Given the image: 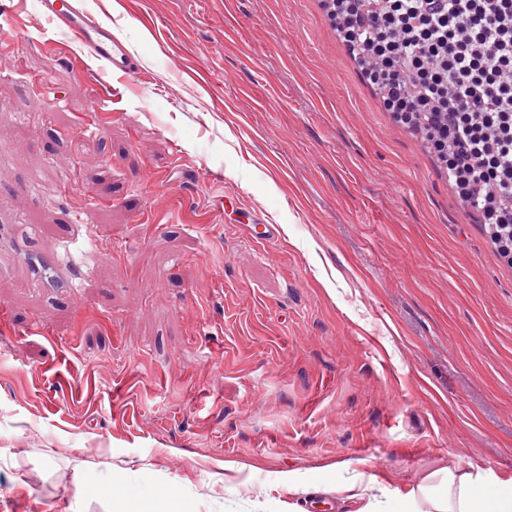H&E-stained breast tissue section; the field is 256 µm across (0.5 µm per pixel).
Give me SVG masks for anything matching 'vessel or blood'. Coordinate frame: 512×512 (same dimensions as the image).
<instances>
[{"label": "vessel or blood", "instance_id": "1", "mask_svg": "<svg viewBox=\"0 0 512 512\" xmlns=\"http://www.w3.org/2000/svg\"><path fill=\"white\" fill-rule=\"evenodd\" d=\"M37 12L65 31L73 43L107 71L122 77L141 75L142 69L127 41L109 21L94 17L77 0H37ZM94 250L92 238L76 233L66 239L62 253L48 258V266L59 275L60 287L72 288L84 280L81 259Z\"/></svg>", "mask_w": 512, "mask_h": 512}]
</instances>
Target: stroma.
<instances>
[{
	"mask_svg": "<svg viewBox=\"0 0 512 512\" xmlns=\"http://www.w3.org/2000/svg\"><path fill=\"white\" fill-rule=\"evenodd\" d=\"M82 2L144 72L111 119L35 12L0 51V200L43 227L0 307L44 329L0 336V512H113L115 483L140 512H359L348 458L391 494L452 455L512 488V266L319 0ZM75 216L86 281L32 288Z\"/></svg>",
	"mask_w": 512,
	"mask_h": 512,
	"instance_id": "obj_1",
	"label": "stroma"
}]
</instances>
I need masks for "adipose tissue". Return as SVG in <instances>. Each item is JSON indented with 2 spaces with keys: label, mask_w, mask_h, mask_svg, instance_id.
Masks as SVG:
<instances>
[{
  "label": "adipose tissue",
  "mask_w": 512,
  "mask_h": 512,
  "mask_svg": "<svg viewBox=\"0 0 512 512\" xmlns=\"http://www.w3.org/2000/svg\"><path fill=\"white\" fill-rule=\"evenodd\" d=\"M446 489L432 495L428 486L419 494L380 499V483L375 475L364 480L337 483L335 493L349 500L365 501L363 512H512V491H501L489 473L471 463H452L443 471Z\"/></svg>",
  "instance_id": "1"
}]
</instances>
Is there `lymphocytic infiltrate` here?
I'll list each match as a JSON object with an SVG mask.
<instances>
[{
	"mask_svg": "<svg viewBox=\"0 0 512 512\" xmlns=\"http://www.w3.org/2000/svg\"><path fill=\"white\" fill-rule=\"evenodd\" d=\"M396 122L421 133L512 265V0H327Z\"/></svg>",
	"mask_w": 512,
	"mask_h": 512,
	"instance_id": "obj_1",
	"label": "lymphocytic infiltrate"
}]
</instances>
